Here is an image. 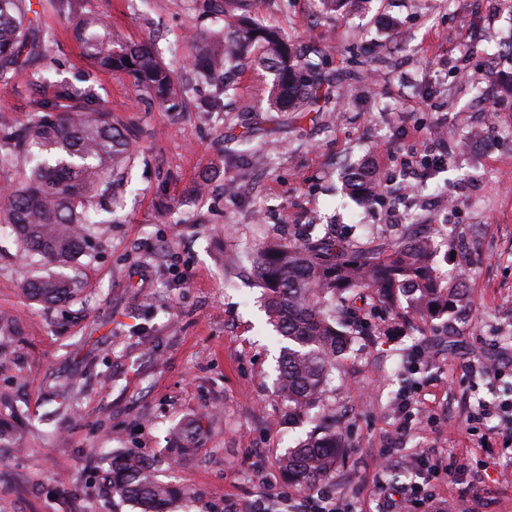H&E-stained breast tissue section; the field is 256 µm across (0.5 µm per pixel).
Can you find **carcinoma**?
<instances>
[{
  "instance_id": "obj_1",
  "label": "carcinoma",
  "mask_w": 512,
  "mask_h": 512,
  "mask_svg": "<svg viewBox=\"0 0 512 512\" xmlns=\"http://www.w3.org/2000/svg\"><path fill=\"white\" fill-rule=\"evenodd\" d=\"M78 0H50L71 22L72 38L93 66L132 78L139 92L163 106L179 91L175 72L147 45H132L101 17L77 8ZM261 0H200L199 9L224 22V34L186 57L204 80L235 94L236 76L247 69L271 76L267 102L275 112H294L303 119L326 96L319 80L321 63L302 55L278 27L259 17ZM53 64L45 47L37 11L31 0H0V86L7 87L20 70L36 77ZM19 166L0 207V226L15 237L21 253L48 264L52 271L30 277L25 298L42 306L67 303L75 293L66 273L87 252L98 234V209L123 188V171L135 156L128 138L112 124L102 105L85 101L66 85H51L32 104L24 122L0 123V147ZM375 168L367 164L349 174L345 188L364 201L382 199ZM300 243L269 242L256 250L253 270L265 288L268 323L284 344L277 390L288 408L308 409L323 400L337 357L354 337L368 333L342 316L368 297L392 310L404 297L420 320H434L467 304L464 280L450 277L441 285L435 276L438 253L412 227H406L386 249L375 251L331 236L323 224ZM200 420L177 426L172 436L179 448L200 443ZM343 444L336 426L326 424L279 459L288 483L309 487L336 470ZM112 494L136 501L141 512H168L184 488L157 483L152 465L135 452H109Z\"/></svg>"
}]
</instances>
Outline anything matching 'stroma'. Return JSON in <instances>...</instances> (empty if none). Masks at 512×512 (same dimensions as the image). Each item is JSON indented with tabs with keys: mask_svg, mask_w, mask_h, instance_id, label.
I'll return each mask as SVG.
<instances>
[{
	"mask_svg": "<svg viewBox=\"0 0 512 512\" xmlns=\"http://www.w3.org/2000/svg\"><path fill=\"white\" fill-rule=\"evenodd\" d=\"M82 6L152 43L194 91L158 109L127 76L92 67L61 15H39L56 61L48 79L106 105L142 154L117 222L72 268L67 304L24 297L35 267L0 229V311L18 320L0 355V416L19 437L0 448V512H138L102 479L109 448L154 460L160 480L188 490L171 512H299L321 493L337 512H399L421 456L442 461L427 490L456 512H512V144L489 130L500 149L475 150L458 124L465 114L482 125L489 108L512 118L498 87L512 72V12L478 13L472 0H356L330 13L318 0H264L262 18L319 52L335 87L330 109L299 126L268 111L253 70L223 111L195 110L217 89L182 60L191 34L217 21L194 0ZM43 93L17 75L0 89V120H24ZM248 129L256 148L245 152ZM364 157L382 204L342 190L345 166ZM402 221L443 226L440 248L455 258L440 274L464 272L469 304L419 332L394 320L388 335L357 340L324 401L344 455L312 488L288 486L278 458L313 424L275 392L279 349L249 255L310 224H364L380 247ZM482 404L489 415L470 421ZM206 411L199 448L176 452L173 427Z\"/></svg>",
	"mask_w": 512,
	"mask_h": 512,
	"instance_id": "35a3bbf8",
	"label": "stroma"
}]
</instances>
